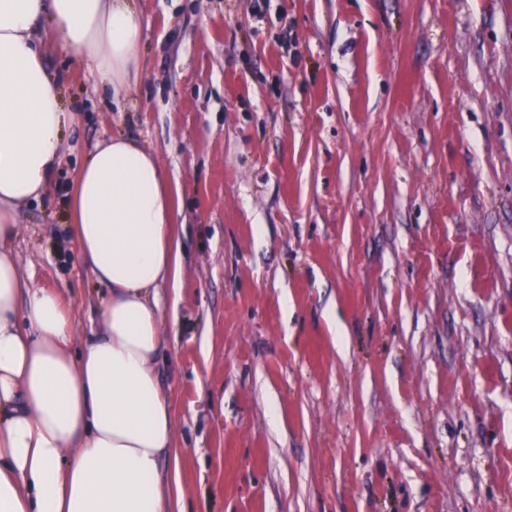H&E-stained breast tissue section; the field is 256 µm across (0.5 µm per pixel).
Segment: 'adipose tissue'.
Masks as SVG:
<instances>
[{
  "label": "adipose tissue",
  "mask_w": 512,
  "mask_h": 512,
  "mask_svg": "<svg viewBox=\"0 0 512 512\" xmlns=\"http://www.w3.org/2000/svg\"><path fill=\"white\" fill-rule=\"evenodd\" d=\"M144 32L132 0H0V512H171L160 464L177 430L157 373L156 289L182 265L158 154L115 136L80 169V257L109 288L81 355L71 310L25 278L13 249L20 209L46 193L76 119L48 52L92 64L117 96L139 82Z\"/></svg>",
  "instance_id": "obj_1"
}]
</instances>
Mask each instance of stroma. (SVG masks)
Segmentation results:
<instances>
[{
    "instance_id": "35a3bbf8",
    "label": "stroma",
    "mask_w": 512,
    "mask_h": 512,
    "mask_svg": "<svg viewBox=\"0 0 512 512\" xmlns=\"http://www.w3.org/2000/svg\"><path fill=\"white\" fill-rule=\"evenodd\" d=\"M136 5L129 94L49 59L80 120L15 251L81 352L76 176L114 135L159 154L183 512H512V0Z\"/></svg>"
}]
</instances>
